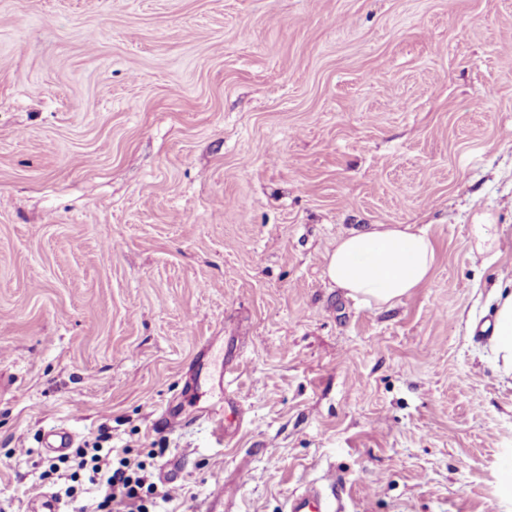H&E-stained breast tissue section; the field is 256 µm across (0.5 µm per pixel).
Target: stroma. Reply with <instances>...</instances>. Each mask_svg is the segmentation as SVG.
I'll use <instances>...</instances> for the list:
<instances>
[{"label": "stroma", "mask_w": 512, "mask_h": 512, "mask_svg": "<svg viewBox=\"0 0 512 512\" xmlns=\"http://www.w3.org/2000/svg\"><path fill=\"white\" fill-rule=\"evenodd\" d=\"M370 224L436 246L390 307L325 273ZM510 286L512 0H0V512L97 501L52 427L177 461L150 512H512ZM486 222L470 224V236L478 252L495 251L497 253L500 241L496 224ZM492 332L494 353L506 376L512 375V292L499 294ZM44 447L53 453H63L74 445V434L65 428L52 427L45 432ZM285 512H345L343 498L336 480L329 477L321 486H310L299 494L289 495Z\"/></svg>", "instance_id": "1"}]
</instances>
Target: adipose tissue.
Returning a JSON list of instances; mask_svg holds the SVG:
<instances>
[{"label":"adipose tissue","mask_w":512,"mask_h":512,"mask_svg":"<svg viewBox=\"0 0 512 512\" xmlns=\"http://www.w3.org/2000/svg\"><path fill=\"white\" fill-rule=\"evenodd\" d=\"M436 249L426 227L375 224L342 236L326 275L348 295L388 305L428 282ZM492 344L503 374H512V292L498 300Z\"/></svg>","instance_id":"1"}]
</instances>
